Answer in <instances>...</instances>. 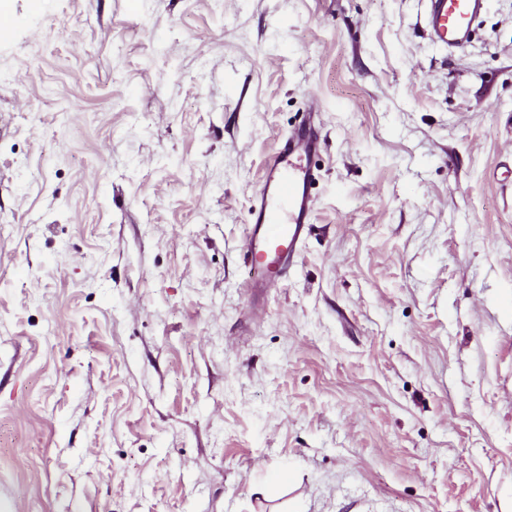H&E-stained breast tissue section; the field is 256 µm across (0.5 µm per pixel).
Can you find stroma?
Listing matches in <instances>:
<instances>
[{"instance_id": "stroma-1", "label": "stroma", "mask_w": 512, "mask_h": 512, "mask_svg": "<svg viewBox=\"0 0 512 512\" xmlns=\"http://www.w3.org/2000/svg\"><path fill=\"white\" fill-rule=\"evenodd\" d=\"M0 11V512H512V0L455 52L424 0ZM320 147L304 127L292 131L270 158L249 211L246 251L254 277L248 288L276 285L300 253L313 216L319 173L312 159Z\"/></svg>"}]
</instances>
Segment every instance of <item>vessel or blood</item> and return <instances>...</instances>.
<instances>
[{
	"mask_svg": "<svg viewBox=\"0 0 512 512\" xmlns=\"http://www.w3.org/2000/svg\"><path fill=\"white\" fill-rule=\"evenodd\" d=\"M431 41L447 50L470 42L486 0H426ZM320 141L310 130L292 131L270 158L249 211L246 251L251 288L277 284L298 256L313 216L312 190L319 179L313 162Z\"/></svg>",
	"mask_w": 512,
	"mask_h": 512,
	"instance_id": "b4317fda",
	"label": "vessel or blood"
}]
</instances>
